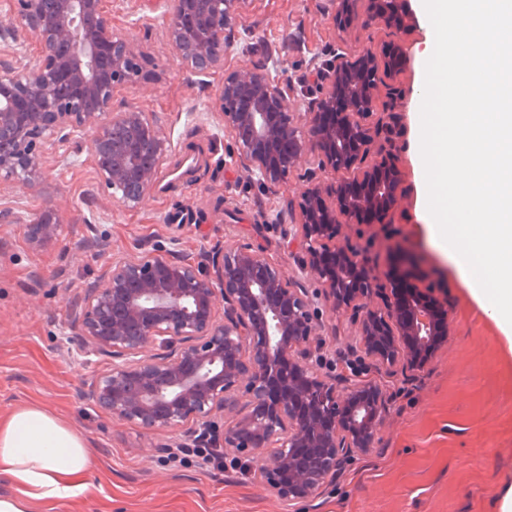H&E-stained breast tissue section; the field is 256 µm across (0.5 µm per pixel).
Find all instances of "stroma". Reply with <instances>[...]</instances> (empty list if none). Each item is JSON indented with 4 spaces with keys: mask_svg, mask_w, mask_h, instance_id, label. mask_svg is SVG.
<instances>
[{
    "mask_svg": "<svg viewBox=\"0 0 512 512\" xmlns=\"http://www.w3.org/2000/svg\"><path fill=\"white\" fill-rule=\"evenodd\" d=\"M15 6L0 0V72L20 68L34 47L16 44L9 33ZM107 9L113 30L139 48L140 72L115 90L112 106L145 112L168 151L153 189L133 209L100 189L86 135L57 142L33 185H0V417L39 406L81 431L93 457L85 492L33 512H487L502 475L512 471V343L466 306L464 285L418 219V172L407 142L423 22L400 34L369 0H357L348 26L341 0H239L224 30L223 70L195 74L181 66L169 41L161 0H109ZM391 44L403 51L401 72L378 70L382 95L373 110L395 114L405 195L389 223L367 229L368 276L432 284L448 301L451 335L419 371L371 374L387 408L372 450L315 499L294 504L263 484L249 461L228 459L218 470L196 453L192 438L99 412L85 385L107 364L71 343L67 304L108 261L156 244L203 266L215 248L248 243L297 274L286 240L297 230L299 195L309 182L332 176L311 161L274 190L260 187L224 128V74L264 70L287 87L288 110L299 122L320 96L315 70L337 54L356 57ZM48 209L60 237L32 251L27 226ZM303 285L325 325L324 356L315 369L343 377L363 352L360 339L347 314L319 297L316 282Z\"/></svg>",
    "mask_w": 512,
    "mask_h": 512,
    "instance_id": "35a3bbf8",
    "label": "stroma"
}]
</instances>
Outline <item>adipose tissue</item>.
Instances as JSON below:
<instances>
[{
	"label": "adipose tissue",
	"instance_id": "adipose-tissue-1",
	"mask_svg": "<svg viewBox=\"0 0 512 512\" xmlns=\"http://www.w3.org/2000/svg\"><path fill=\"white\" fill-rule=\"evenodd\" d=\"M91 454L81 432L39 407L0 418V512H33L82 493Z\"/></svg>",
	"mask_w": 512,
	"mask_h": 512
}]
</instances>
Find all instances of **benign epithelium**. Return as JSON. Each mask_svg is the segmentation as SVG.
I'll list each match as a JSON object with an SVG mask.
<instances>
[{"mask_svg":"<svg viewBox=\"0 0 512 512\" xmlns=\"http://www.w3.org/2000/svg\"><path fill=\"white\" fill-rule=\"evenodd\" d=\"M105 0H16L15 40L39 45L17 71L0 74V183L30 185L42 174L54 138L91 132V162L101 188L134 208L155 183L166 143L146 113L112 110L114 89L134 80L136 44L112 30ZM238 0H165L169 37L197 73L224 66V28ZM388 25L413 30L405 0H384ZM367 52L338 56L319 72L322 97L293 125L280 85L255 69L224 74V128L239 161L269 187L314 158L352 176L309 184L300 194V232L288 251L318 282L333 309L350 311L370 363L342 386L317 374L321 324L301 279L285 275L263 249L212 253L213 275L159 249L110 261L75 296L68 320L80 349L110 361L88 392L105 415L149 431L208 437L238 458L254 459L259 478L279 496L304 502L367 453L385 420L384 396L367 382L373 369L418 371L448 342L446 302L426 285L392 281L356 287L366 266L354 234L366 216L386 218L401 197L386 151V123L373 119L376 83L363 72ZM51 212L28 225L27 243H54ZM282 389L265 412L267 384Z\"/></svg>","mask_w":512,"mask_h":512,"instance_id":"benign-epithelium-1","label":"benign epithelium"}]
</instances>
